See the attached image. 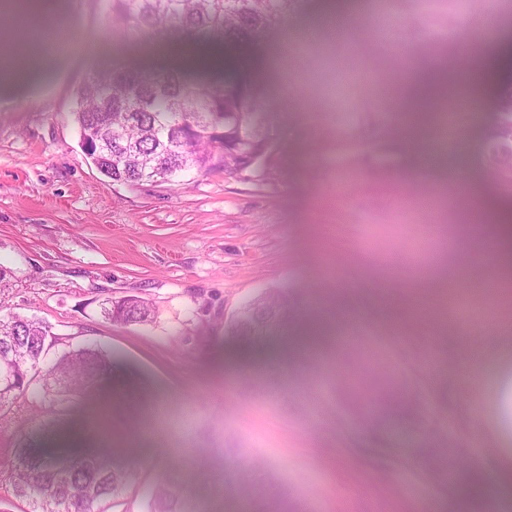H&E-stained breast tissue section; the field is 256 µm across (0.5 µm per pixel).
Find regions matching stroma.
<instances>
[{
  "instance_id": "35a3bbf8",
  "label": "stroma",
  "mask_w": 512,
  "mask_h": 512,
  "mask_svg": "<svg viewBox=\"0 0 512 512\" xmlns=\"http://www.w3.org/2000/svg\"><path fill=\"white\" fill-rule=\"evenodd\" d=\"M41 12L67 42L0 83V266L12 308L117 366L70 415L0 429V465L53 426L130 463L136 486L175 481L188 512H475V475L498 499L496 441L477 425L483 364L512 347V279L469 246L472 213H512V182L491 173L497 94L464 106L438 171L413 163L429 141L402 142L398 106L420 65L447 59L449 98L417 117L434 127L473 57L512 45V0H296L285 31L224 50L225 77L259 84L275 150L239 176L138 185L83 154L78 92L114 67L181 65L185 47L129 39L106 0ZM334 14L345 33L311 39ZM272 290L288 324L233 336ZM129 295L153 323L102 317Z\"/></svg>"
}]
</instances>
